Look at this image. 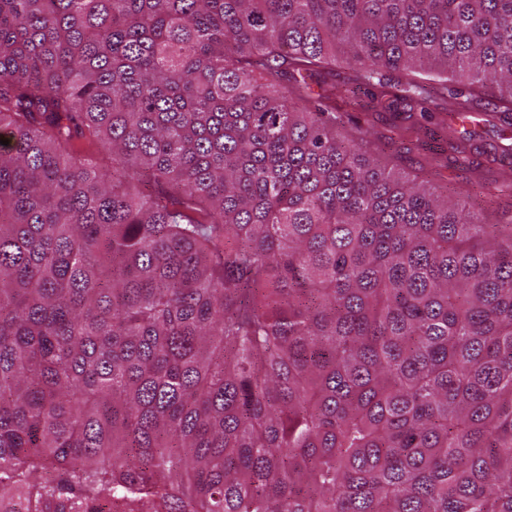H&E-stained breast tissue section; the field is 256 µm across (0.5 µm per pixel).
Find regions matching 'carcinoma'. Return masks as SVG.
<instances>
[{
	"instance_id": "1",
	"label": "carcinoma",
	"mask_w": 512,
	"mask_h": 512,
	"mask_svg": "<svg viewBox=\"0 0 512 512\" xmlns=\"http://www.w3.org/2000/svg\"><path fill=\"white\" fill-rule=\"evenodd\" d=\"M453 84L512 0H0V512H512V219L336 134Z\"/></svg>"
}]
</instances>
